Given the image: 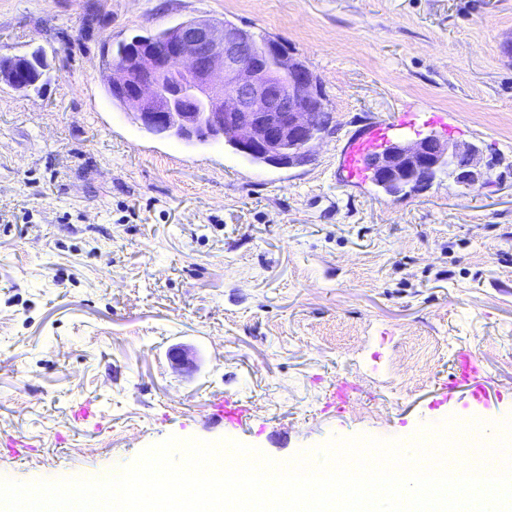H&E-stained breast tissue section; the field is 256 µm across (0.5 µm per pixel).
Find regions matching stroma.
<instances>
[{"instance_id":"obj_1","label":"stroma","mask_w":512,"mask_h":512,"mask_svg":"<svg viewBox=\"0 0 512 512\" xmlns=\"http://www.w3.org/2000/svg\"><path fill=\"white\" fill-rule=\"evenodd\" d=\"M207 18L314 73L333 128L304 163L154 135L113 100L109 48ZM37 48L38 90L0 85V437L31 444L0 479L127 468L172 436L281 460L433 416L490 437L512 420V0H0V53ZM404 112L447 114L421 136L480 147L486 185L341 182L347 139ZM465 346L503 401L455 389L430 412ZM339 378L361 389L340 416ZM225 396L245 430L207 423Z\"/></svg>"}]
</instances>
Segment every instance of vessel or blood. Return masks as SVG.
<instances>
[{"mask_svg": "<svg viewBox=\"0 0 512 512\" xmlns=\"http://www.w3.org/2000/svg\"><path fill=\"white\" fill-rule=\"evenodd\" d=\"M418 113L409 112L393 122L370 124L362 134L349 138L340 152V173L344 182L361 184L372 181L370 159L402 137L419 122ZM452 387L469 390L474 401L483 404L490 397V381L482 363L468 349L459 350L455 358ZM360 392L359 387L345 379L333 382L325 395V409L336 413L346 411ZM211 419L226 428L243 426L250 418L248 407L232 398L216 400L211 405Z\"/></svg>", "mask_w": 512, "mask_h": 512, "instance_id": "b4317fda", "label": "vessel or blood"}]
</instances>
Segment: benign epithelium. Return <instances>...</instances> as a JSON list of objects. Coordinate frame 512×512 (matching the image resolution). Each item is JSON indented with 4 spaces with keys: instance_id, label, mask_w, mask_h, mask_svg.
<instances>
[{
    "instance_id": "benign-epithelium-1",
    "label": "benign epithelium",
    "mask_w": 512,
    "mask_h": 512,
    "mask_svg": "<svg viewBox=\"0 0 512 512\" xmlns=\"http://www.w3.org/2000/svg\"><path fill=\"white\" fill-rule=\"evenodd\" d=\"M31 80L23 57L0 56V83L17 91ZM134 119L150 133L184 142L230 138L278 167L303 161L332 122L317 78L278 42L260 41L237 25L184 22L154 42L133 41L128 59L110 71ZM463 159L455 182L484 184L482 150L452 146L432 135L390 146L371 159L379 185L422 187Z\"/></svg>"
}]
</instances>
